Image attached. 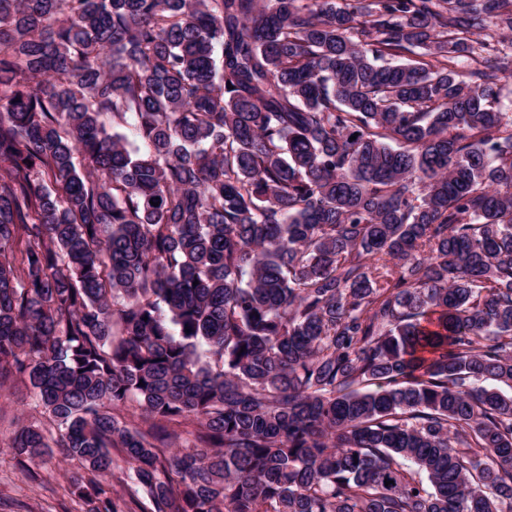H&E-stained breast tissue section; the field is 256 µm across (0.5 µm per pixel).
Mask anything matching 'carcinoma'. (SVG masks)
<instances>
[{
  "label": "carcinoma",
  "mask_w": 512,
  "mask_h": 512,
  "mask_svg": "<svg viewBox=\"0 0 512 512\" xmlns=\"http://www.w3.org/2000/svg\"><path fill=\"white\" fill-rule=\"evenodd\" d=\"M509 31L512 0H0L26 479L56 450L82 512H512Z\"/></svg>",
  "instance_id": "1"
}]
</instances>
